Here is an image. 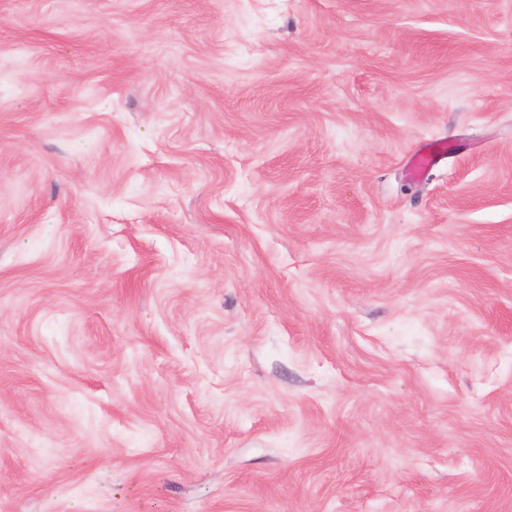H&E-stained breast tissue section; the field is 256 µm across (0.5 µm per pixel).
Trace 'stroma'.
I'll return each mask as SVG.
<instances>
[{
    "label": "stroma",
    "instance_id": "stroma-1",
    "mask_svg": "<svg viewBox=\"0 0 512 512\" xmlns=\"http://www.w3.org/2000/svg\"><path fill=\"white\" fill-rule=\"evenodd\" d=\"M0 512H512V0H0Z\"/></svg>",
    "mask_w": 512,
    "mask_h": 512
}]
</instances>
